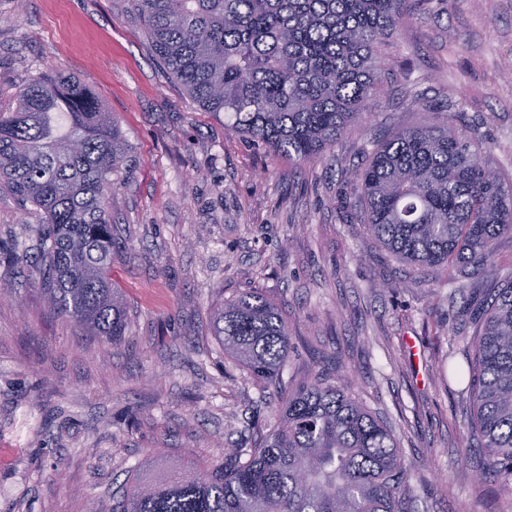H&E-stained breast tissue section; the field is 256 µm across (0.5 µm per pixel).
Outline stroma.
<instances>
[{
	"label": "stroma",
	"mask_w": 512,
	"mask_h": 512,
	"mask_svg": "<svg viewBox=\"0 0 512 512\" xmlns=\"http://www.w3.org/2000/svg\"><path fill=\"white\" fill-rule=\"evenodd\" d=\"M131 0H0V106L54 68L83 82L128 143L112 177V280L128 303L117 347L58 319L36 292L41 217L0 195V512H112L132 476L221 462L273 423L276 392L225 355L220 301L257 289L291 329L284 380L346 374L393 431L419 512H512L466 446L474 325L434 275L392 257L342 200L393 128L453 105L512 173V0H414L382 52L373 112L295 167L204 111L158 61ZM512 281V237L460 275L489 301Z\"/></svg>",
	"instance_id": "stroma-1"
}]
</instances>
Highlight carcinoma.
I'll return each mask as SVG.
<instances>
[{
  "instance_id": "1",
  "label": "carcinoma",
  "mask_w": 512,
  "mask_h": 512,
  "mask_svg": "<svg viewBox=\"0 0 512 512\" xmlns=\"http://www.w3.org/2000/svg\"><path fill=\"white\" fill-rule=\"evenodd\" d=\"M159 62L206 112L290 163H309L372 112L377 57L412 19L411 0H134ZM393 131L355 171L345 207L393 256L438 275H479L512 235V174L484 167L482 144L453 108ZM128 145L112 113L76 78L27 81L0 109V193L40 213L39 292L50 309L117 346L128 307L112 283V174ZM471 350L468 428L482 477L512 493V286L486 306ZM216 339L260 385L277 389L276 425L163 481L127 480L112 512H415L393 432L316 376L283 383L290 330L257 290L219 303Z\"/></svg>"
}]
</instances>
